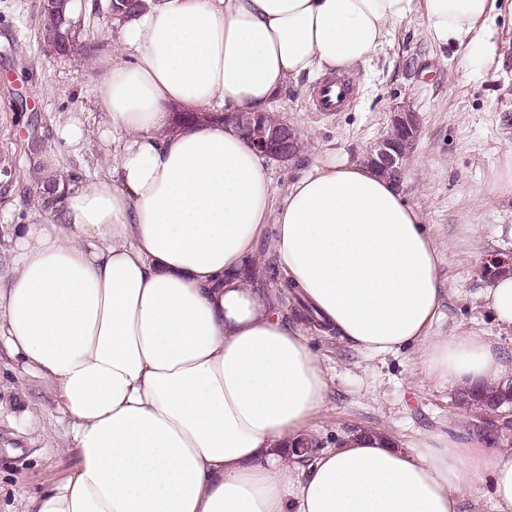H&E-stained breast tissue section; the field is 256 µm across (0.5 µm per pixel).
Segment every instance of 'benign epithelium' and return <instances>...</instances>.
<instances>
[{"label":"benign epithelium","mask_w":512,"mask_h":512,"mask_svg":"<svg viewBox=\"0 0 512 512\" xmlns=\"http://www.w3.org/2000/svg\"><path fill=\"white\" fill-rule=\"evenodd\" d=\"M45 51L55 56H77L85 52L79 38H74L71 44L62 48L56 37L46 36L42 40ZM244 139L256 151L280 161H288L296 157L301 149V141L296 131L270 112H257L247 119L237 117ZM393 129L405 136L418 130V120L412 112L401 113L394 117ZM407 152L402 148L400 140L390 134L378 141L370 150L369 160L381 170H387L395 175V182L402 180L404 173V158Z\"/></svg>","instance_id":"benign-epithelium-1"}]
</instances>
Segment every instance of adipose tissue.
I'll list each match as a JSON object with an SVG mask.
<instances>
[{
	"label": "adipose tissue",
	"instance_id": "obj_1",
	"mask_svg": "<svg viewBox=\"0 0 512 512\" xmlns=\"http://www.w3.org/2000/svg\"><path fill=\"white\" fill-rule=\"evenodd\" d=\"M125 18L94 92L113 163L70 182L84 126L42 154L57 216L13 225L0 350L51 385L68 421L64 475L26 512H461L486 489L512 512V449L460 420L401 443L383 430L286 456L327 401L297 324L247 278L272 232L315 319L378 356L415 351L434 384L512 379L476 334L429 329L444 290L424 215L370 166L334 161L274 201L266 158L235 123L290 84L366 62L421 16L439 45L480 50L496 0H147ZM223 113L174 129L172 107Z\"/></svg>",
	"mask_w": 512,
	"mask_h": 512
}]
</instances>
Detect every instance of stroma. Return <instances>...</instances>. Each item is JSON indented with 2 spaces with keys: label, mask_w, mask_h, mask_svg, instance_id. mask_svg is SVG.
Returning a JSON list of instances; mask_svg holds the SVG:
<instances>
[{
  "label": "stroma",
  "mask_w": 512,
  "mask_h": 512,
  "mask_svg": "<svg viewBox=\"0 0 512 512\" xmlns=\"http://www.w3.org/2000/svg\"><path fill=\"white\" fill-rule=\"evenodd\" d=\"M490 16L485 57L475 61L467 45H438L421 18L391 26L371 58L349 68L354 98L333 114L316 112V80L301 79L272 104V112L299 132L303 149L292 161L269 160L266 174L275 197L315 167L335 159L365 162L391 128L394 112H415L419 129L399 189L423 211L439 252L446 289L434 336L477 333L512 350V329L486 309L484 272L491 255L512 257V196L499 195L495 176L512 157V0H497ZM39 0H0V47L15 40L19 50L0 54V153L14 149L31 117L41 119L46 148L71 118L85 124L74 164L87 176L110 157L100 138L103 109L93 92L92 62L47 56L35 24ZM26 174L0 192V278L10 270L7 226L22 208ZM326 371L328 400L309 423L324 446L342 433L386 429L412 436L436 430L450 418L500 424L512 406L470 409L456 395L421 373L414 352L375 356L350 347L335 334L304 326ZM30 410L46 428L30 433L20 421ZM67 422L54 408L53 391L8 357L0 358V512H25L28 496L56 478V449L67 447Z\"/></svg>",
  "instance_id": "stroma-1"
}]
</instances>
